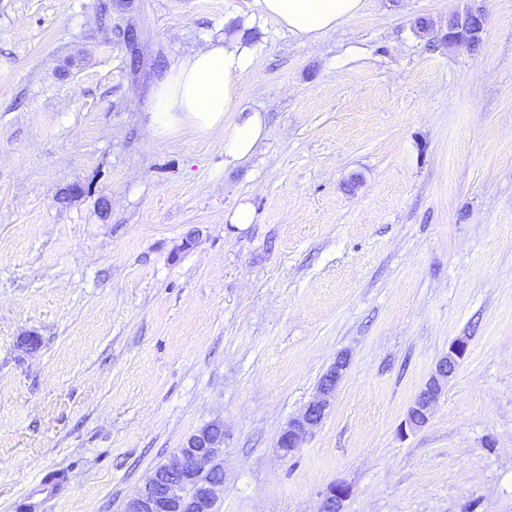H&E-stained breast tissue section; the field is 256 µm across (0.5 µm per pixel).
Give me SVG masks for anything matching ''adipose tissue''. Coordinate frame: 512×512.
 I'll return each instance as SVG.
<instances>
[{"mask_svg":"<svg viewBox=\"0 0 512 512\" xmlns=\"http://www.w3.org/2000/svg\"><path fill=\"white\" fill-rule=\"evenodd\" d=\"M264 17L297 41L313 44L354 18L364 0H258ZM255 49L227 37L172 64L153 90V127L172 137L189 128L199 136L224 134L225 164H242L267 133L262 112L239 106V84L253 67Z\"/></svg>","mask_w":512,"mask_h":512,"instance_id":"1","label":"adipose tissue"}]
</instances>
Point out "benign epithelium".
I'll list each match as a JSON object with an SVG mask.
<instances>
[{
    "label": "benign epithelium",
    "mask_w": 512,
    "mask_h": 512,
    "mask_svg": "<svg viewBox=\"0 0 512 512\" xmlns=\"http://www.w3.org/2000/svg\"><path fill=\"white\" fill-rule=\"evenodd\" d=\"M467 348V340L460 337L448 348V354L437 362L425 388L410 405L412 416L406 418V428L416 431L428 423ZM348 366V356L338 355L327 370L328 382L318 386L317 394L304 411L290 419L282 429L277 447L284 454L288 455L300 448L324 420L330 399ZM223 452V444L212 441L207 430H198L183 447L176 450L162 471L150 475L139 494L127 502L125 512H215L217 483L198 484L190 495L187 494V488L196 475L210 469L214 460ZM348 495V487L342 484L330 486L323 494L321 512H341Z\"/></svg>",
    "instance_id": "obj_1"
}]
</instances>
